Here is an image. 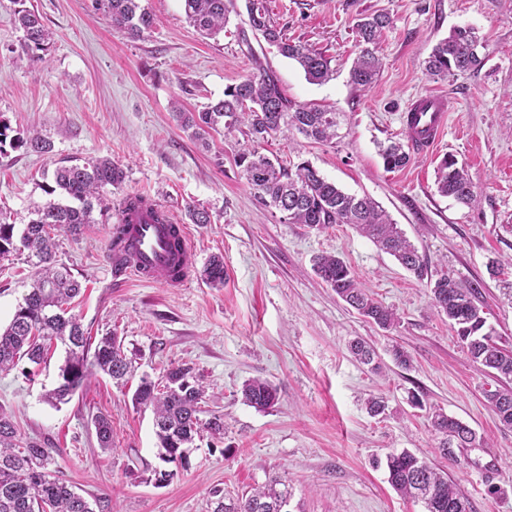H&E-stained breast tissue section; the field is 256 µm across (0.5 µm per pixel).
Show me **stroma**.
<instances>
[{
	"label": "stroma",
	"instance_id": "obj_1",
	"mask_svg": "<svg viewBox=\"0 0 512 512\" xmlns=\"http://www.w3.org/2000/svg\"><path fill=\"white\" fill-rule=\"evenodd\" d=\"M155 19L133 40L113 27L93 0H25L51 33L41 61L23 52L15 0H0V120L13 132L36 133L51 150L0 153V214L23 225L48 199L44 171L59 163L108 157L125 172L106 187L108 209L74 236L56 230L57 258L84 291L70 306L90 335L122 338L134 370L124 384L92 378L68 403L52 406L63 347L46 365L27 361L0 374V410L27 439L53 448L62 475L95 512H210L213 491L237 498L269 478L290 485V512H425L388 482L379 459L409 450L443 470L474 512H512V427L487 401L499 379L467 356L425 282L403 269L352 226L323 230L288 223L266 207L235 163L251 146L285 166L309 162L344 191L369 196L427 261L432 276L476 286L475 304L493 338L512 349V273L490 274L493 259L512 256V0H265L288 39L331 57L333 77L309 82L298 64L250 33L243 11L213 38L190 26L182 0H142ZM384 12L392 23L379 43L382 69L367 90L350 81L359 51V15ZM459 26L478 30L485 61L474 72L436 79L424 61ZM272 73L288 100L333 110L336 138L315 143L294 131L252 143L246 125L220 129L201 146L172 118L173 103L202 110L227 86ZM448 99V129L437 146L386 169L382 146L406 143L402 115L415 97ZM454 156L478 193L466 207L437 191V166ZM162 205L190 234L191 279L172 287L112 273L108 245L113 208L131 193ZM208 211L207 224L188 210ZM341 256L359 282L397 317L383 330L358 315L312 271L315 256ZM224 257L223 286L201 271ZM33 268L24 257L0 261V325L27 293ZM373 345L385 364L372 373L349 353L352 340ZM400 346L410 367L393 363ZM192 367L205 386V413L224 417V437L197 440L188 468L154 485L159 448L151 412L134 406L142 376L160 380L171 366ZM275 384L279 401L260 411L245 403L246 381ZM422 407H414L412 395ZM386 411L367 413L369 396ZM443 410L474 430L467 448L441 455L429 415ZM109 419L110 449L99 446L94 421Z\"/></svg>",
	"mask_w": 512,
	"mask_h": 512
}]
</instances>
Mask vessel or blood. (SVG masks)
Listing matches in <instances>:
<instances>
[{
    "mask_svg": "<svg viewBox=\"0 0 512 512\" xmlns=\"http://www.w3.org/2000/svg\"><path fill=\"white\" fill-rule=\"evenodd\" d=\"M448 100L438 93L412 101L403 115V125L411 144L430 147L448 126ZM117 223L126 228L114 255L125 276L140 281L181 285L189 278L186 226L165 219L156 223L148 211L120 207Z\"/></svg>",
    "mask_w": 512,
    "mask_h": 512,
    "instance_id": "1",
    "label": "vessel or blood"
}]
</instances>
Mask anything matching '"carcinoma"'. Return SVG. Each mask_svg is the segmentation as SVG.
Segmentation results:
<instances>
[{
  "label": "carcinoma",
  "mask_w": 512,
  "mask_h": 512,
  "mask_svg": "<svg viewBox=\"0 0 512 512\" xmlns=\"http://www.w3.org/2000/svg\"><path fill=\"white\" fill-rule=\"evenodd\" d=\"M140 2L94 0L95 9L131 38L141 37L154 24L153 16ZM183 2L187 22L206 36L223 31L235 11L234 0ZM246 8L250 28L275 45L284 57L296 61L309 81L322 83L330 77L331 60L311 46L288 40L271 23L264 0H246ZM17 16L24 32L22 47L28 51L46 50L50 34L42 16L27 8L18 10ZM390 23L386 13L362 14L357 18L356 30L362 49L350 69L354 85L366 89L375 82L382 67L377 46L383 29ZM481 46L474 28L457 27L432 48L425 69L429 75L439 78L474 71L483 63L479 55ZM174 116L183 130L204 143L221 124L227 129L247 124L254 141H264L288 130L315 142H328L336 137L334 111L293 105L283 96L276 78L261 70L225 88L224 98L203 110L178 109ZM7 146L36 152L50 150L46 140L12 135L9 126L0 122V153ZM381 157L389 169L401 168L411 159L410 153L399 144L382 149ZM238 166L262 203L286 214L288 223L318 230L333 224H351L395 257L416 279L427 281L434 308L448 317L470 360L501 380H512V350L500 346L487 329L486 319L473 302L476 289L448 275L430 280L427 262L373 199L344 192L306 161L289 168L256 149L245 148L238 154ZM124 178L123 169L110 159L60 165L53 170V185L47 188L50 199L34 207L33 218L22 231L0 220V260L25 250L27 262L36 268V278L23 302L9 325L0 329V372L13 369L23 359L39 366L47 362L52 347L64 345L66 356L59 367L58 383L45 395L53 406L68 402L99 373L120 381L131 368L122 341L107 334L93 346L79 319L67 314L64 305L79 296L81 283L66 266L57 263L56 243L50 235V230L56 227L78 234L85 225L96 223L95 208L109 209L100 197V190L117 186ZM438 191L467 206L477 203L468 171L450 156L440 164ZM313 271L361 316L382 329L396 325L395 312L361 288L354 272L340 257L331 254L315 257ZM203 277L213 286L224 284L223 258H210ZM350 352L361 363L374 370L381 369L371 346L357 341L351 344ZM164 380L160 389L149 377H142L133 401L152 411L161 448L158 458L164 464H173L176 458L182 457L184 449L194 447L195 439L202 433L223 436L224 418L216 415L205 421L200 418L204 390L193 380L191 367L173 366L167 370ZM243 395L250 406L265 410L278 401V388L266 379H253L245 385ZM489 403L501 423L511 427L512 388L504 387L490 394ZM430 420L432 428L444 435L441 451L445 456L451 453L452 445L465 448L475 441L472 429L454 417L434 411ZM94 425L102 447H110L112 432L107 419L99 416ZM386 469L391 486L404 496L422 501L426 512H472L471 502L448 481V475L414 454L408 451L388 454ZM291 498L290 486L274 477L245 498L216 495L211 512H287L286 505ZM0 512H93L89 501L59 475L53 449L23 440L11 417L3 411L0 412Z\"/></svg>",
  "instance_id": "cac0c4a2"
}]
</instances>
